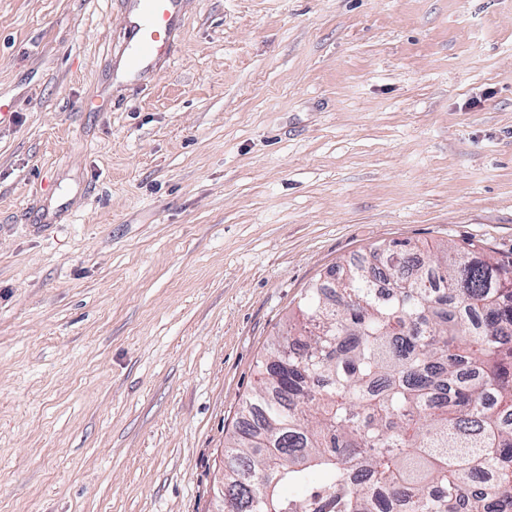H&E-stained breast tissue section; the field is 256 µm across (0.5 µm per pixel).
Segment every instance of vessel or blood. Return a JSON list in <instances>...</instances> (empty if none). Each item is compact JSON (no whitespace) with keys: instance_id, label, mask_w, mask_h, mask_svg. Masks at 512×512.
<instances>
[{"instance_id":"b4317fda","label":"vessel or blood","mask_w":512,"mask_h":512,"mask_svg":"<svg viewBox=\"0 0 512 512\" xmlns=\"http://www.w3.org/2000/svg\"><path fill=\"white\" fill-rule=\"evenodd\" d=\"M184 0H130L134 17L125 32L124 67L135 79H142L173 51L176 24Z\"/></svg>"}]
</instances>
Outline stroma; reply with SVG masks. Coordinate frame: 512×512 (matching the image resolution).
<instances>
[{
	"label": "stroma",
	"mask_w": 512,
	"mask_h": 512,
	"mask_svg": "<svg viewBox=\"0 0 512 512\" xmlns=\"http://www.w3.org/2000/svg\"><path fill=\"white\" fill-rule=\"evenodd\" d=\"M0 0V512H221L274 336L372 246L512 257V0ZM130 22L125 31L124 67L138 81L173 51L176 24L185 0H129Z\"/></svg>",
	"instance_id": "obj_1"
}]
</instances>
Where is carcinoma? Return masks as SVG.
I'll list each match as a JSON object with an SVG mask.
<instances>
[{
    "label": "carcinoma",
    "mask_w": 512,
    "mask_h": 512,
    "mask_svg": "<svg viewBox=\"0 0 512 512\" xmlns=\"http://www.w3.org/2000/svg\"><path fill=\"white\" fill-rule=\"evenodd\" d=\"M374 251L381 270L313 284L293 343H271L224 512H512V259ZM477 472L495 502L462 496Z\"/></svg>",
    "instance_id": "1"
}]
</instances>
